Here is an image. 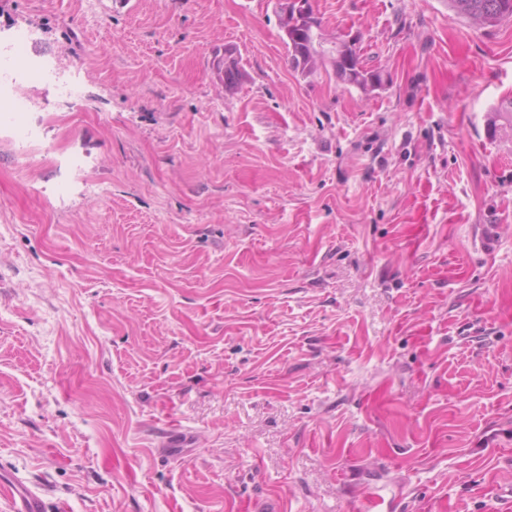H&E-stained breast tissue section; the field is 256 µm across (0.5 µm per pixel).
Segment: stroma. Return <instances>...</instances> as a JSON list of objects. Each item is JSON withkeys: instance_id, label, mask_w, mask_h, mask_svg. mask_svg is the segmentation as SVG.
Returning a JSON list of instances; mask_svg holds the SVG:
<instances>
[{"instance_id": "1", "label": "stroma", "mask_w": 512, "mask_h": 512, "mask_svg": "<svg viewBox=\"0 0 512 512\" xmlns=\"http://www.w3.org/2000/svg\"><path fill=\"white\" fill-rule=\"evenodd\" d=\"M132 3L0 0L79 87L0 110V474L50 512H512V22L315 0L367 95L294 72L271 0ZM341 56L346 60L336 59L332 53V64L334 67L336 80L342 85L352 86L361 90H366L369 82H375L380 87L384 88L386 83L390 82V76L385 75L382 70L378 68L368 67L364 59V50L361 54L358 53L360 48L359 39L355 36H347V38L336 41ZM354 57L351 58V56ZM237 51L232 46H224V51H220L219 53L213 56V66L216 69V72H222V84L224 85V94L226 95H234L238 92V89L242 82L244 81L243 76H238L237 80H229L225 77V72L229 68H233L235 61V70L237 73H244L247 75L243 65L241 64L240 54L237 56ZM248 77V75H247Z\"/></svg>"}]
</instances>
